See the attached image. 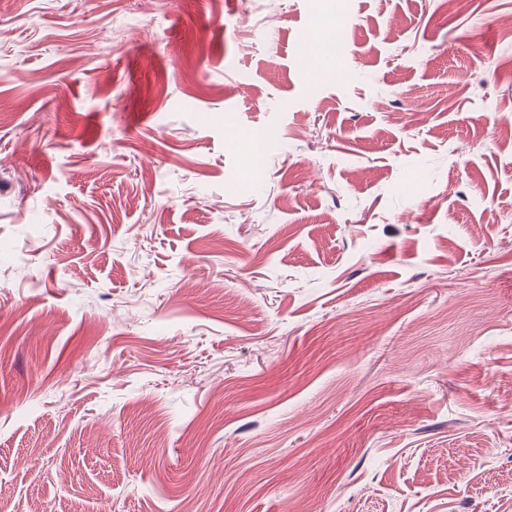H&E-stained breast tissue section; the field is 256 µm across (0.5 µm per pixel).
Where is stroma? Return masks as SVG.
I'll use <instances>...</instances> for the list:
<instances>
[{"mask_svg":"<svg viewBox=\"0 0 512 512\" xmlns=\"http://www.w3.org/2000/svg\"><path fill=\"white\" fill-rule=\"evenodd\" d=\"M37 502L512 512V0H0V504Z\"/></svg>","mask_w":512,"mask_h":512,"instance_id":"1","label":"stroma"}]
</instances>
